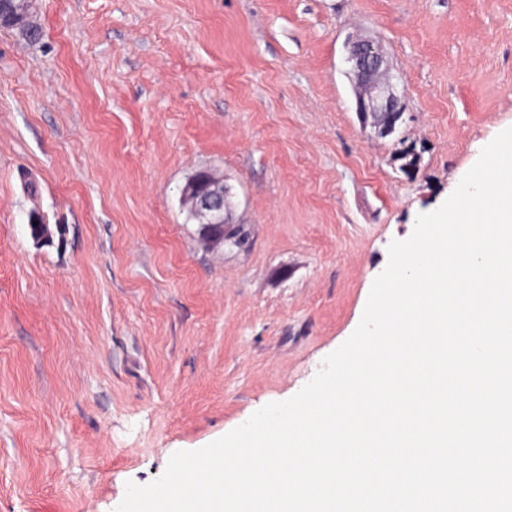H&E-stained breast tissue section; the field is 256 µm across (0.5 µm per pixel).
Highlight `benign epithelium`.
Listing matches in <instances>:
<instances>
[{"instance_id": "1", "label": "benign epithelium", "mask_w": 512, "mask_h": 512, "mask_svg": "<svg viewBox=\"0 0 512 512\" xmlns=\"http://www.w3.org/2000/svg\"><path fill=\"white\" fill-rule=\"evenodd\" d=\"M347 61L359 89L357 111L372 117L377 133L389 115L402 111L399 99L388 88L387 60L382 46L374 41L349 43ZM182 203L201 224H223L224 179L208 169L200 171V179L191 181L182 193Z\"/></svg>"}]
</instances>
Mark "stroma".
<instances>
[{
	"label": "stroma",
	"instance_id": "stroma-1",
	"mask_svg": "<svg viewBox=\"0 0 512 512\" xmlns=\"http://www.w3.org/2000/svg\"><path fill=\"white\" fill-rule=\"evenodd\" d=\"M34 8L38 40L0 28V512H115L351 336L391 242L512 125V0ZM356 34L403 107L384 138ZM203 168L243 245L183 206ZM347 61L359 89L357 110L366 119L371 116L373 126L381 137L389 115L402 112L399 99L388 88L387 60L378 42L367 40L351 41Z\"/></svg>",
	"mask_w": 512,
	"mask_h": 512
}]
</instances>
